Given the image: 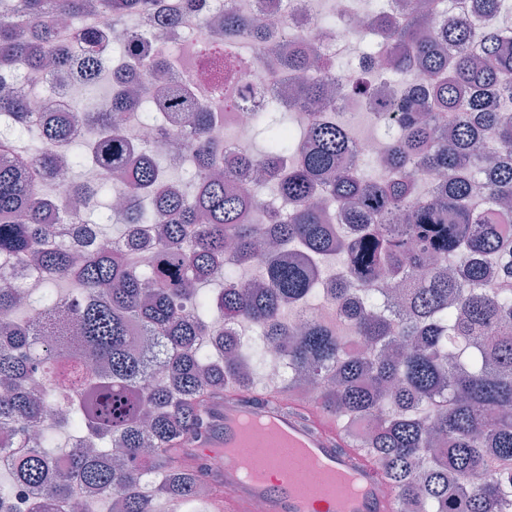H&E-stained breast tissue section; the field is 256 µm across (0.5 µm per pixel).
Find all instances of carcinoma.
I'll return each instance as SVG.
<instances>
[{"label":"carcinoma","instance_id":"carcinoma-1","mask_svg":"<svg viewBox=\"0 0 512 512\" xmlns=\"http://www.w3.org/2000/svg\"><path fill=\"white\" fill-rule=\"evenodd\" d=\"M161 0H0V66L22 65L32 77L69 74L89 87L101 80L103 56L119 52L142 72L123 92L126 74L91 112H47L27 119L24 95L0 92V256L42 272L40 287L7 285L0 267V512H10L14 487L34 490L30 512H98L76 498L95 490L107 512H158L160 497L201 502L224 512V476L195 445L214 428V407L233 395L254 396L308 415L336 417L349 445L376 465L393 489L396 512H507L512 498V4L455 0L458 18L434 29L430 17L448 0H407L396 20L374 10L369 35L389 77L420 68L430 82V108L414 110L393 83L379 94L369 74L341 73L319 48L273 37L231 8L208 41L187 47L241 71H262L275 55L292 75L310 70L284 102L267 90L244 92L232 81L196 90L172 80L154 93L152 77L166 59L129 25L160 9ZM99 9L127 39L108 48L97 34ZM81 22L82 52L64 41L57 21ZM180 3L165 24L179 44ZM357 97L386 113L390 145L378 175L348 162L352 133L328 115L295 125V113ZM134 112L139 123L181 136L190 183L167 175L147 145L115 122ZM253 114L264 134L258 153L233 155L213 141L219 115ZM86 137L61 140L69 128ZM97 178L69 180L76 197L96 205L69 215L67 225L121 224L112 247H91L80 260L58 240L57 193L38 188L33 171ZM438 186L427 192L422 175ZM272 185L288 203L284 217L257 209L254 188ZM124 209L111 214L112 191ZM322 198L344 210L327 223ZM153 224L146 240L139 227ZM343 258L326 296L350 334L372 346L351 350L336 326L285 314L309 310L319 260ZM259 267L245 279L238 271ZM400 281L406 309L376 306L382 273ZM218 284L217 292L204 287ZM47 315L36 333L30 317ZM258 331L288 380L269 383L257 360L237 348L241 324ZM159 342L156 371L133 347L135 333ZM90 357L103 370L88 376L68 367ZM371 419L364 435L352 424ZM69 441L61 445L59 431Z\"/></svg>","mask_w":512,"mask_h":512}]
</instances>
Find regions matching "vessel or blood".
Here are the masks:
<instances>
[{
  "label": "vessel or blood",
  "instance_id": "b4317fda",
  "mask_svg": "<svg viewBox=\"0 0 512 512\" xmlns=\"http://www.w3.org/2000/svg\"><path fill=\"white\" fill-rule=\"evenodd\" d=\"M213 431L198 446L203 460L224 459V512H251L263 501L267 512H395V500L380 472L348 448L335 419L310 422L300 415L246 398L217 407ZM265 422L272 445L288 451L284 461L241 463L234 448L245 442L241 421Z\"/></svg>",
  "mask_w": 512,
  "mask_h": 512
}]
</instances>
